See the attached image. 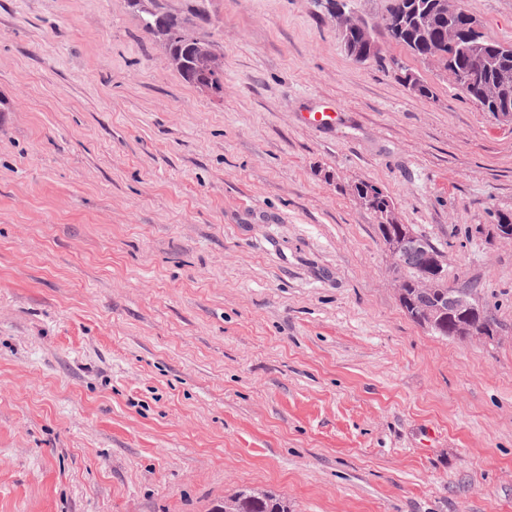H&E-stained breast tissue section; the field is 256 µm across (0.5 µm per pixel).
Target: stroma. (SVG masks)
I'll use <instances>...</instances> for the list:
<instances>
[{
	"label": "stroma",
	"mask_w": 512,
	"mask_h": 512,
	"mask_svg": "<svg viewBox=\"0 0 512 512\" xmlns=\"http://www.w3.org/2000/svg\"><path fill=\"white\" fill-rule=\"evenodd\" d=\"M152 3L194 17L223 99ZM464 5L512 45V0ZM378 41L430 96L314 0H0V512H512V124ZM357 182L494 339L406 315ZM144 12V26L164 46L169 65L186 83L193 85L194 81V86L201 91L221 98L224 87L220 74L224 61L216 57L211 62L216 55L212 44L191 34L195 25L193 18L179 19L157 10L145 9ZM200 70L204 71L194 79L195 73ZM225 501L231 503L236 512H288V503L272 492L253 494L242 491Z\"/></svg>",
	"instance_id": "35a3bbf8"
}]
</instances>
